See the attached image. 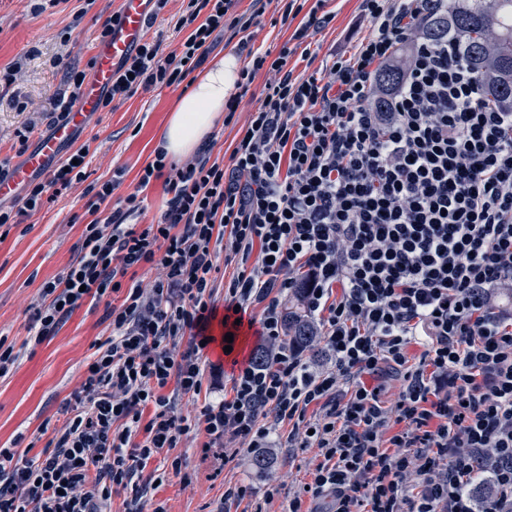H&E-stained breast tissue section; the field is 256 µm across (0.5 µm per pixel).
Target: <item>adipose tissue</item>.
I'll list each match as a JSON object with an SVG mask.
<instances>
[{"label":"adipose tissue","instance_id":"ef3b65f1","mask_svg":"<svg viewBox=\"0 0 512 512\" xmlns=\"http://www.w3.org/2000/svg\"><path fill=\"white\" fill-rule=\"evenodd\" d=\"M237 68L234 56L214 58L197 75L191 90L177 99L159 137L170 157L179 159L192 153L213 129L225 99L235 88Z\"/></svg>","mask_w":512,"mask_h":512}]
</instances>
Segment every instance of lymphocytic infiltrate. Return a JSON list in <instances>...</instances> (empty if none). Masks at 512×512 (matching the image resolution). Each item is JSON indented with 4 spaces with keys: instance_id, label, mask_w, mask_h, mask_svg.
<instances>
[{
    "instance_id": "1",
    "label": "lymphocytic infiltrate",
    "mask_w": 512,
    "mask_h": 512,
    "mask_svg": "<svg viewBox=\"0 0 512 512\" xmlns=\"http://www.w3.org/2000/svg\"><path fill=\"white\" fill-rule=\"evenodd\" d=\"M276 2L281 21L301 23L275 59L251 52L239 70L244 94L259 72L268 78L229 165L205 144L183 163L155 149L136 191L104 218L116 183L100 185L78 257L43 283L38 343L86 299H124L106 311L112 333L50 450L0 448V512H112L125 488V512H167L149 495L160 476L148 466L180 471L169 451L182 436L205 432L232 463L276 447L286 424L289 447L319 457L287 512H512V308L500 303L512 292V110L482 97L455 40L415 35L426 0H360L369 34L309 74L288 63L294 42L329 23L322 0ZM237 3L186 0L178 48L140 43L102 107L183 82L214 33L247 32L262 14ZM395 60L401 79L382 90L377 75ZM85 159L74 151L28 183L20 212L0 208V227L81 179ZM157 179L165 208L135 225L139 192ZM220 254L236 265L224 326L236 332L239 311L259 309L265 361L233 375L231 398L185 414L179 400L202 390ZM146 265L154 281L129 279ZM295 290L317 318L325 366L284 340L279 297ZM388 375L400 379L393 400Z\"/></svg>"
}]
</instances>
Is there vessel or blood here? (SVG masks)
I'll return each instance as SVG.
<instances>
[{
	"label": "vessel or blood",
	"instance_id": "vessel-or-blood-1",
	"mask_svg": "<svg viewBox=\"0 0 512 512\" xmlns=\"http://www.w3.org/2000/svg\"><path fill=\"white\" fill-rule=\"evenodd\" d=\"M152 4L153 0H119L118 20L111 34L93 45L92 74L81 89L79 105L56 125L51 136L39 141L22 165L14 167L8 177L0 178V197L14 195L35 172L56 159L62 146L84 125L87 115L97 110L104 91L112 85L119 61L142 39Z\"/></svg>",
	"mask_w": 512,
	"mask_h": 512
}]
</instances>
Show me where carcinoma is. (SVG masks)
<instances>
[{
  "mask_svg": "<svg viewBox=\"0 0 512 512\" xmlns=\"http://www.w3.org/2000/svg\"><path fill=\"white\" fill-rule=\"evenodd\" d=\"M416 32L426 40L454 38L463 60L481 78L483 94L512 108V0H435L419 16ZM286 342L300 348L315 334L300 292L284 305Z\"/></svg>",
  "mask_w": 512,
  "mask_h": 512,
  "instance_id": "1",
  "label": "carcinoma"
}]
</instances>
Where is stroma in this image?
<instances>
[{
  "label": "stroma",
  "mask_w": 512,
  "mask_h": 512,
  "mask_svg": "<svg viewBox=\"0 0 512 512\" xmlns=\"http://www.w3.org/2000/svg\"><path fill=\"white\" fill-rule=\"evenodd\" d=\"M119 0H60L58 5L35 11L33 0H0V69L18 67L14 83L0 85V161L9 166L22 163L20 146L34 148L39 137L49 135L57 115L53 101L68 90L70 69L89 70L91 45L102 24L116 13ZM359 0H326L324 10L331 22L304 42L308 57L293 55L298 68L319 69L329 50H343L368 32L360 14ZM278 14L266 9L259 25L251 27L248 39L233 30L217 36L212 56L235 55L245 60L248 52H278L294 32L279 24ZM69 29L70 39L61 42L58 33ZM266 74H258L241 99L232 120L219 123L209 133L211 157L226 165L261 97ZM190 81L179 86L139 89L125 100H114L111 108L89 116L64 154L89 145L84 176L54 201L12 226L0 238V337L19 354L14 369L0 377V447L19 440L21 448L38 455L49 445L55 427L63 421L61 410L79 387L86 366L98 344L111 330L105 319L107 305H120L122 294L108 300H85L57 334L42 343L30 340L29 326L40 304L42 284L58 275L73 261L90 220L88 189L120 177L121 184L110 202L101 206L108 214L115 201L133 191L141 169L152 160L162 128L176 99L186 93ZM27 109H19V102ZM230 273L217 272L213 306L217 314L208 331L213 341L200 353L204 367L203 388L230 389L231 375L246 365L260 339L259 310H249L237 331L232 352L224 350V291ZM184 460L181 474H166L154 490L155 500L168 512H216L229 483H249L256 488L279 485L280 494L269 512H284L289 498L309 480L314 450L269 449L267 468H256L251 453L238 463H225L222 445H209L206 435L182 438L173 450Z\"/></svg>",
  "instance_id": "35a3bbf8"
}]
</instances>
